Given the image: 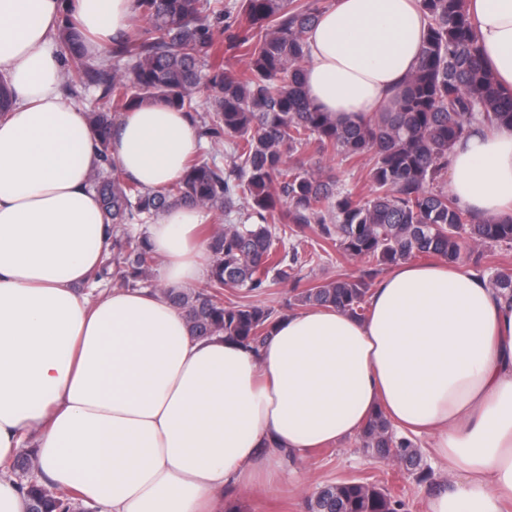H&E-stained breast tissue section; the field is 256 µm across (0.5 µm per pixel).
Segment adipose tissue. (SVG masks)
<instances>
[{"label":"adipose tissue","instance_id":"ef3b65f1","mask_svg":"<svg viewBox=\"0 0 512 512\" xmlns=\"http://www.w3.org/2000/svg\"><path fill=\"white\" fill-rule=\"evenodd\" d=\"M469 13L511 93L512 0H469ZM136 15L137 0H0V463L33 447L48 482L105 512H224L225 487H278L299 458L358 436L380 411L433 437L448 466L427 512H504L512 305L465 264H398L365 319L291 311L256 351L192 336L161 292H87L112 237L55 35L73 19L102 62ZM425 30L420 0H333L306 34L309 99L337 123L366 122L416 69ZM110 150L124 178L159 191L199 141L188 115L154 103L119 116ZM448 176L461 208L512 212V128L457 141ZM209 219L177 206L146 225L164 288L207 278Z\"/></svg>","mask_w":512,"mask_h":512}]
</instances>
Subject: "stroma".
Here are the masks:
<instances>
[{
    "instance_id": "35a3bbf8",
    "label": "stroma",
    "mask_w": 512,
    "mask_h": 512,
    "mask_svg": "<svg viewBox=\"0 0 512 512\" xmlns=\"http://www.w3.org/2000/svg\"><path fill=\"white\" fill-rule=\"evenodd\" d=\"M365 479L390 488L407 505V512H425L432 489L404 470L392 468L359 449L358 440L320 448L298 462L292 481L278 489L228 488L225 500L238 512H307V502L318 488L345 479Z\"/></svg>"
}]
</instances>
